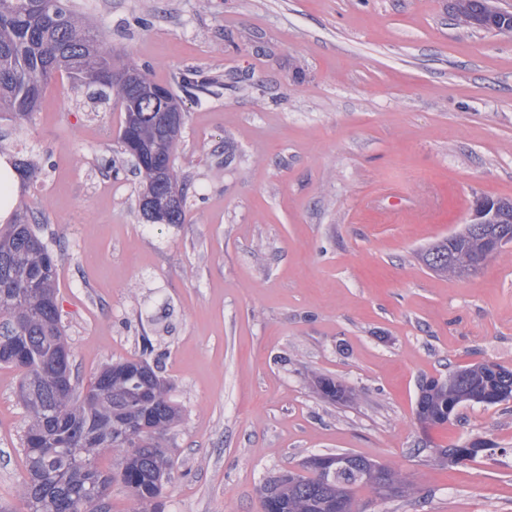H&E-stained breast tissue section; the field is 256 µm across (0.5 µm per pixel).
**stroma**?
<instances>
[{"label":"stroma","mask_w":512,"mask_h":512,"mask_svg":"<svg viewBox=\"0 0 512 512\" xmlns=\"http://www.w3.org/2000/svg\"><path fill=\"white\" fill-rule=\"evenodd\" d=\"M70 5L180 97L186 221L143 219L119 102L67 76L32 120L0 119V146L39 166L17 205L59 244L73 370L146 356L184 410L165 512H261L266 480L336 452L412 486L356 488L364 512H512V400L414 415L422 378L512 369V244L465 278L418 258L478 199L512 200V39L457 25L449 0ZM18 383L0 367V512H24ZM475 440L492 453L436 454ZM316 386L321 394L331 401H352L355 398L353 391L332 378H316Z\"/></svg>","instance_id":"35a3bbf8"}]
</instances>
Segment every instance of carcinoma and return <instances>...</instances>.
I'll return each mask as SVG.
<instances>
[{
    "mask_svg": "<svg viewBox=\"0 0 512 512\" xmlns=\"http://www.w3.org/2000/svg\"><path fill=\"white\" fill-rule=\"evenodd\" d=\"M489 0H454L456 23L466 28L512 33V12L493 13ZM83 69L116 76L102 37L68 0H0V111L27 120L38 108L43 90L58 73L74 77ZM107 89L122 108L136 110L135 129L120 131L121 151L132 140L153 144L155 159L137 165L146 192L160 196L178 192L175 166L165 179L157 166L175 156L178 139H156L152 103L116 79ZM34 212L15 215L0 228V366L20 373L19 403L27 417L22 451L25 474L21 495L26 512H111L112 483L124 486L139 505L134 512H164L163 494L173 461L163 440L181 421V406L171 398L169 385L146 360L111 363L86 387L70 361L68 342L60 324L58 261L39 236ZM437 274H458L456 266L477 261L474 245L461 237L443 239L421 256ZM321 394L331 401H352L353 391L328 378H316ZM416 406L418 422L443 425L466 402L493 405L512 398V370L483 363L461 368L450 377L423 381ZM487 451L475 441L468 448L451 445L436 449L439 459L463 463ZM103 453L120 456L115 470L101 471L96 459ZM306 473L288 480L275 477L259 489L262 512H336V498L353 509L352 492L383 483L386 496L403 497L411 484L388 467L369 462L360 467L331 470L305 466Z\"/></svg>",
    "mask_w": 512,
    "mask_h": 512,
    "instance_id": "1",
    "label": "carcinoma"
}]
</instances>
